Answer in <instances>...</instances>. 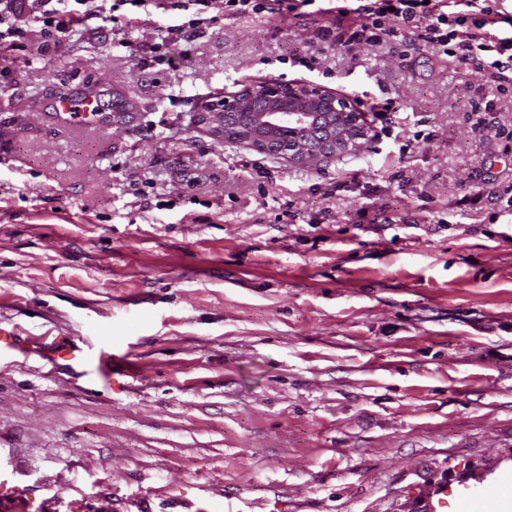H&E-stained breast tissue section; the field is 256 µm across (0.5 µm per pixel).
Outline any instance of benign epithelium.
Segmentation results:
<instances>
[{
    "instance_id": "obj_1",
    "label": "benign epithelium",
    "mask_w": 512,
    "mask_h": 512,
    "mask_svg": "<svg viewBox=\"0 0 512 512\" xmlns=\"http://www.w3.org/2000/svg\"><path fill=\"white\" fill-rule=\"evenodd\" d=\"M233 112L250 116L245 133L250 147L261 153L277 150L288 155V161L298 167L358 153L371 133L365 113L352 99L313 81L255 82L224 97L221 108L203 112L202 122L219 138L224 119ZM334 112L344 116V124L329 131L326 148L309 147L303 129Z\"/></svg>"
}]
</instances>
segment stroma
<instances>
[{
  "label": "stroma",
  "instance_id": "stroma-1",
  "mask_svg": "<svg viewBox=\"0 0 512 512\" xmlns=\"http://www.w3.org/2000/svg\"><path fill=\"white\" fill-rule=\"evenodd\" d=\"M122 6L0 59V512H458L512 498V96L326 16ZM310 80L403 124L297 167L215 139ZM98 95L100 126L51 118ZM494 99L493 129L477 103ZM111 347L122 387L62 357ZM196 21L197 19H190L183 23H158L157 36L163 44L175 45L186 33V28H193L197 24ZM497 495L496 491L490 490L482 494L468 496L459 503V512H494Z\"/></svg>",
  "mask_w": 512,
  "mask_h": 512
}]
</instances>
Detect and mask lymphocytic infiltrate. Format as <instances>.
I'll return each instance as SVG.
<instances>
[{
  "label": "lymphocytic infiltrate",
  "mask_w": 512,
  "mask_h": 512,
  "mask_svg": "<svg viewBox=\"0 0 512 512\" xmlns=\"http://www.w3.org/2000/svg\"><path fill=\"white\" fill-rule=\"evenodd\" d=\"M39 18L54 40L78 34L89 0H39ZM333 25L317 40L350 47L412 35L433 54L482 72L498 93L512 92V13L504 0H353L330 7Z\"/></svg>",
  "instance_id": "lymphocytic-infiltrate-1"
}]
</instances>
